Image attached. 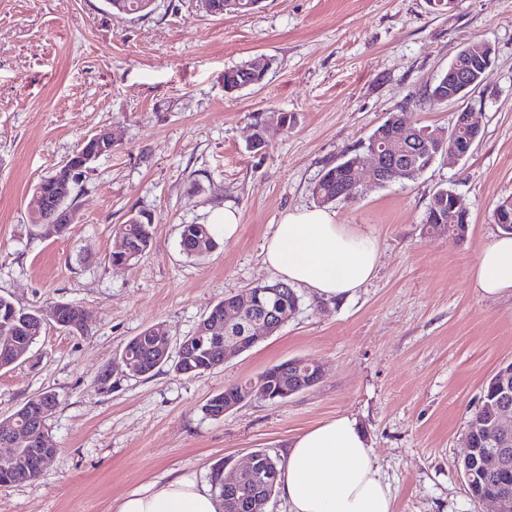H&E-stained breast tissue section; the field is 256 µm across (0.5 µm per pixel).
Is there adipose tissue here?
<instances>
[{"label":"adipose tissue","mask_w":512,"mask_h":512,"mask_svg":"<svg viewBox=\"0 0 512 512\" xmlns=\"http://www.w3.org/2000/svg\"><path fill=\"white\" fill-rule=\"evenodd\" d=\"M262 255L281 281L336 301L353 297L379 263L372 239L318 207L286 212L266 238ZM472 279L482 297H512V236L498 235L481 250ZM283 456L278 493L288 512H393L390 486L354 418L339 415L302 431ZM221 510L212 487L190 477L132 492L114 505V512Z\"/></svg>","instance_id":"adipose-tissue-1"}]
</instances>
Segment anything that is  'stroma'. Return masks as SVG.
Segmentation results:
<instances>
[{
	"label": "stroma",
	"mask_w": 512,
	"mask_h": 512,
	"mask_svg": "<svg viewBox=\"0 0 512 512\" xmlns=\"http://www.w3.org/2000/svg\"><path fill=\"white\" fill-rule=\"evenodd\" d=\"M494 61L467 99L481 125L472 153L438 156L417 180L369 185L333 205L336 221L374 237L373 279L349 300L299 289L274 336L200 377L163 366L127 375L130 338L153 326L191 335L224 297L273 281L262 245L282 214L317 204L326 166L388 113L451 129L458 104L418 101L463 48ZM265 58L262 85L224 91L227 68ZM264 145L249 146L255 116ZM109 129L110 155L79 179L78 220L62 237L30 221L35 188L84 138ZM442 187L461 195L469 231L428 232ZM512 197V0H262L247 14L210 15L198 0H157L151 14L113 16L105 0H0V296L17 307H82L84 330L47 326L0 370V421L49 390L56 461L34 481L0 487V512H113L118 498L221 463L282 455L301 431L357 419L394 497V512H493L459 469L484 383L512 362V298H481L471 273L499 235L493 209ZM231 206L238 236L196 258L181 227ZM152 219L137 261L108 260L116 225ZM309 358L313 387L282 402L251 401L214 419L202 407L271 365Z\"/></svg>",
	"instance_id": "stroma-1"
}]
</instances>
